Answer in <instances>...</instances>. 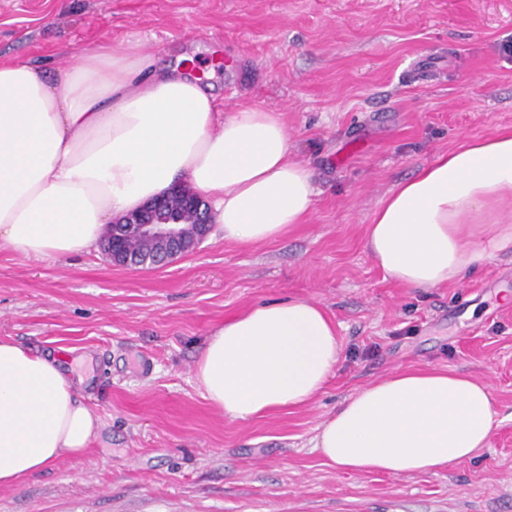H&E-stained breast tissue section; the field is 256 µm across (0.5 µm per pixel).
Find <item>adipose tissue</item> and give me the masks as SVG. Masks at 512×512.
I'll return each instance as SVG.
<instances>
[{"label": "adipose tissue", "instance_id": "obj_1", "mask_svg": "<svg viewBox=\"0 0 512 512\" xmlns=\"http://www.w3.org/2000/svg\"><path fill=\"white\" fill-rule=\"evenodd\" d=\"M176 184L208 200L224 240L270 242L311 216L316 187L293 158L280 113L220 104L184 69L135 41L102 43L47 69L0 59V247L48 258L88 250L104 225ZM512 131L465 140L399 181L365 247L410 288L461 279L512 252ZM342 355L317 302L253 306L209 336L197 364L205 397L233 419L299 407ZM484 384L402 369L344 399L314 447L339 470L419 473L474 457L495 422ZM98 416L62 364L0 340V488L90 446Z\"/></svg>", "mask_w": 512, "mask_h": 512}]
</instances>
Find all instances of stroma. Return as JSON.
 Masks as SVG:
<instances>
[{
  "label": "stroma",
  "mask_w": 512,
  "mask_h": 512,
  "mask_svg": "<svg viewBox=\"0 0 512 512\" xmlns=\"http://www.w3.org/2000/svg\"><path fill=\"white\" fill-rule=\"evenodd\" d=\"M512 0H0V58L50 67L100 40L213 70L225 115L280 113L313 170L307 223L253 245L207 235L151 269L102 247L44 260L0 249V339L90 357L76 390L90 448L18 486L0 512H512V255L409 288L379 269L366 226L388 191L467 137L512 130ZM288 296L320 303L344 357L300 408L233 419L196 376L225 320ZM487 384L497 411L473 459L346 472L313 439L342 400L405 368Z\"/></svg>",
  "instance_id": "1"
}]
</instances>
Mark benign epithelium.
Listing matches in <instances>:
<instances>
[{
  "mask_svg": "<svg viewBox=\"0 0 512 512\" xmlns=\"http://www.w3.org/2000/svg\"><path fill=\"white\" fill-rule=\"evenodd\" d=\"M187 207L181 202H168L165 208L153 204L146 210L154 212L150 220L140 212L132 213L110 225L108 234V257L120 267H159L195 250L205 239L203 228L207 221L185 224L179 217ZM145 240L154 245L147 255H139L130 249V244Z\"/></svg>",
  "mask_w": 512,
  "mask_h": 512,
  "instance_id": "7a95c632",
  "label": "benign epithelium"
}]
</instances>
